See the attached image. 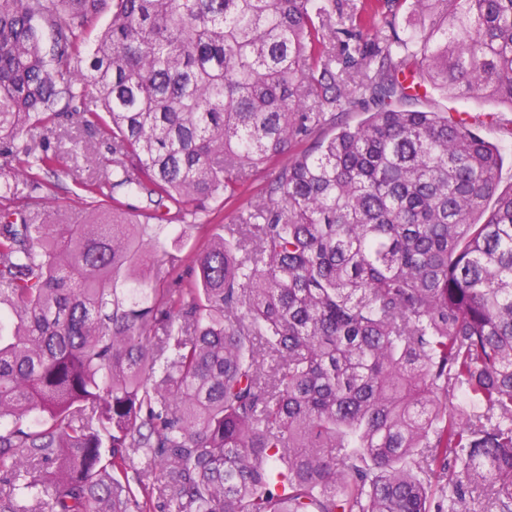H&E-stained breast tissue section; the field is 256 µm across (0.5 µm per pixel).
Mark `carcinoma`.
I'll list each match as a JSON object with an SVG mask.
<instances>
[{"mask_svg": "<svg viewBox=\"0 0 512 512\" xmlns=\"http://www.w3.org/2000/svg\"><path fill=\"white\" fill-rule=\"evenodd\" d=\"M418 84L512 108V0H0V198L113 155L110 224L0 210V512H512V192ZM333 134L334 131L332 129H315L307 136L302 137L301 141L298 140L297 143H293L288 153L281 156L276 164L252 176L240 189L239 194L231 201L224 204V208H222L218 219L223 220V224H229L238 211L246 208L250 201L264 190L267 183L275 177L281 166L294 160L297 155L313 145L314 142L329 138ZM210 233L211 227L183 229L182 225L176 233L165 230L160 235L157 258L165 263L172 256L186 257L198 253L206 244Z\"/></svg>", "mask_w": 512, "mask_h": 512, "instance_id": "carcinoma-1", "label": "carcinoma"}]
</instances>
